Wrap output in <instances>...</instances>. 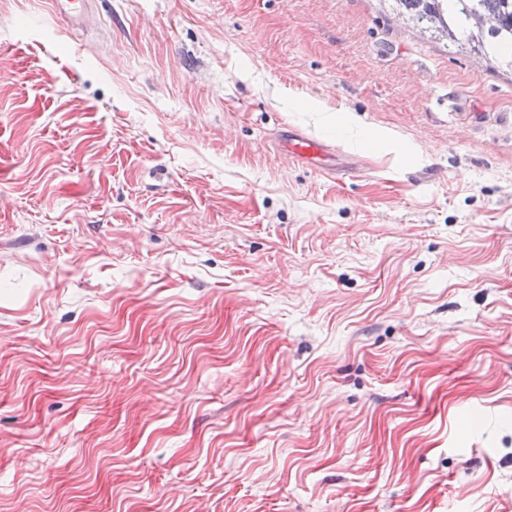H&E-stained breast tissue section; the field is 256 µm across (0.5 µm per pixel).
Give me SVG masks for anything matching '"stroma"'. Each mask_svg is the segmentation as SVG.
I'll use <instances>...</instances> for the list:
<instances>
[{"label":"stroma","mask_w":512,"mask_h":512,"mask_svg":"<svg viewBox=\"0 0 512 512\" xmlns=\"http://www.w3.org/2000/svg\"><path fill=\"white\" fill-rule=\"evenodd\" d=\"M0 512H512V71L388 0H0ZM93 7L90 0H55L54 8L67 22H84ZM285 148L292 160H323L336 154L334 147L326 141L297 133L288 137Z\"/></svg>","instance_id":"1"}]
</instances>
